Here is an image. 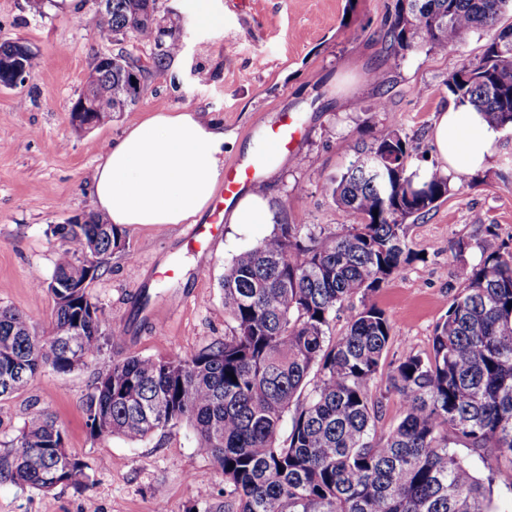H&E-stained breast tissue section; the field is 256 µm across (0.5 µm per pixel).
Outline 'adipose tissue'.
I'll list each match as a JSON object with an SVG mask.
<instances>
[{"instance_id":"1","label":"adipose tissue","mask_w":512,"mask_h":512,"mask_svg":"<svg viewBox=\"0 0 512 512\" xmlns=\"http://www.w3.org/2000/svg\"><path fill=\"white\" fill-rule=\"evenodd\" d=\"M433 141L450 181L486 168L498 131L476 111L440 114ZM224 169V128L200 112H157L110 142L88 187L109 223L182 224L211 204Z\"/></svg>"}]
</instances>
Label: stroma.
Segmentation results:
<instances>
[{
	"label": "stroma",
	"mask_w": 512,
	"mask_h": 512,
	"mask_svg": "<svg viewBox=\"0 0 512 512\" xmlns=\"http://www.w3.org/2000/svg\"><path fill=\"white\" fill-rule=\"evenodd\" d=\"M393 0H212L223 21L197 24L192 0H156V16L182 43L162 69L141 81L129 112L76 130L70 108L98 58L126 52L149 62L151 44L94 37L95 0H0V42L21 41L38 54L24 83L0 86V305L26 314L39 333L54 315L49 281L59 240L50 226L92 211L87 186L107 143L153 112H206L223 124L224 162L247 160L269 145L270 130L293 122L297 138L275 171H261L272 217L341 230L351 219L326 193L355 158L359 139L395 122L418 171L438 164L431 137L447 109L449 75L478 57L484 33L445 51L399 57L382 40ZM385 110H377V102ZM490 165L456 183L448 196L404 227L416 254L373 300L392 318L396 338L375 380L387 383L400 341L431 348L436 324L465 287L483 252L512 245V129ZM305 188L293 194L295 184ZM183 224L127 227L88 293L116 332L86 368L66 376L43 369L23 391L0 401V443L14 438L31 406L49 408L69 453L87 465L84 490L43 493L0 483V512H189L203 496H224V479L179 423L142 440L93 436L84 403L96 372L116 357H167L230 335L220 279L225 264L269 235V224H224L206 249L187 246ZM469 247L456 252L457 241Z\"/></svg>",
	"instance_id": "1"
}]
</instances>
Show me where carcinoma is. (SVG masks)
Returning <instances> with one entry per match:
<instances>
[{
	"label": "carcinoma",
	"instance_id": "obj_1",
	"mask_svg": "<svg viewBox=\"0 0 512 512\" xmlns=\"http://www.w3.org/2000/svg\"><path fill=\"white\" fill-rule=\"evenodd\" d=\"M156 0H107L92 33L154 44L153 64L180 40L150 21ZM512 0H394L383 34L397 55L446 50L476 30L489 34L479 57L446 83L454 108H472L497 128H512V28H499ZM141 61L98 59L83 96L125 112L135 103L132 71ZM377 157L382 182L363 171ZM409 144L394 124L362 142L326 191L353 220L342 231L278 224L224 266V313L233 334L169 358H115L96 374L84 405L90 432L142 441L180 422L224 476V500L197 512H494L490 486L512 468V247L483 256L464 292L433 332L429 352L409 345L385 388H371L394 341L389 315L371 297L411 251L404 225L448 195V176L410 170ZM378 214H373V211ZM62 241L51 279L50 334L24 313L0 307V400L25 389L44 368L59 376L85 366L112 336L89 284L104 258L125 248V230L95 213L87 224L50 228ZM97 258L87 274V255ZM347 326L328 335L336 311ZM396 393L399 422L377 429ZM291 422L287 436L284 424ZM463 445L484 464L479 477ZM0 450V481L49 491L81 489L86 464L71 455L46 407L30 409L15 440Z\"/></svg>",
	"mask_w": 512,
	"mask_h": 512
}]
</instances>
